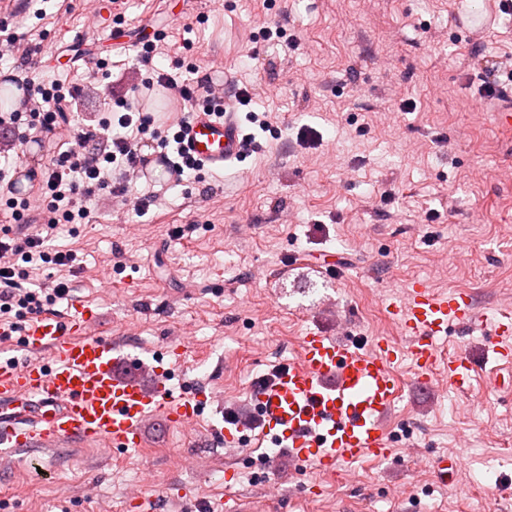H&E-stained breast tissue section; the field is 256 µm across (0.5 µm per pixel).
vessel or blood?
Returning <instances> with one entry per match:
<instances>
[{"mask_svg": "<svg viewBox=\"0 0 512 512\" xmlns=\"http://www.w3.org/2000/svg\"><path fill=\"white\" fill-rule=\"evenodd\" d=\"M181 131V147L213 172L238 160L242 132L235 112L217 119L202 108ZM388 313L402 340L376 339L369 348L352 347L340 337L310 331L297 360L276 367L250 392L252 413L261 426L258 441L270 442L298 463H313L324 478L339 467L392 455V437L384 419L403 382L397 364L410 360L411 383L425 393L443 374L455 389L472 386L475 362L466 353L440 366L436 340L449 328L475 330L484 321L469 292H436L417 282ZM94 322L83 302L67 316L49 313L30 321L20 338L0 325V458L27 448L74 440L118 450L143 447L142 427L156 420L171 428L197 421L208 398L175 394L172 371L152 369L144 385L121 369L123 358L111 338L89 332ZM501 359L512 362V310L503 309L495 325ZM27 354L6 356L12 340Z\"/></svg>", "mask_w": 512, "mask_h": 512, "instance_id": "1", "label": "vessel or blood"}]
</instances>
